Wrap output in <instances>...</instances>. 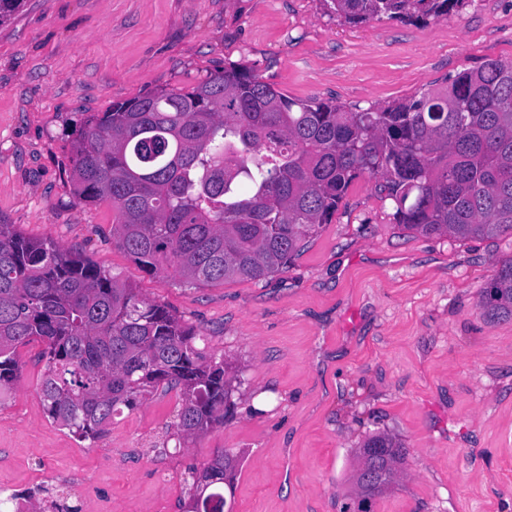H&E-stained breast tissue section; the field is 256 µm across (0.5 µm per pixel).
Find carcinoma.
I'll return each mask as SVG.
<instances>
[{"label":"carcinoma","instance_id":"obj_1","mask_svg":"<svg viewBox=\"0 0 512 512\" xmlns=\"http://www.w3.org/2000/svg\"><path fill=\"white\" fill-rule=\"evenodd\" d=\"M465 0H323L348 24L440 18ZM74 189L107 199L118 247L146 271L203 285L278 272L331 222L351 182L368 175L421 236H512V62L489 61L384 107L300 100L241 65L188 89L112 104L71 143ZM482 317L512 320V258L482 289ZM167 307L82 253L0 223V399L22 373L18 348L42 343L39 396L73 436L98 439L121 408L177 388L174 428L191 439L224 419L236 386L224 354ZM369 448L381 449L374 457ZM387 433L358 451L356 495L339 512H374L406 463ZM240 455L200 470L184 512H224L221 484ZM383 473L377 485L364 476Z\"/></svg>","mask_w":512,"mask_h":512}]
</instances>
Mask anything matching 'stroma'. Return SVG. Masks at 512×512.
Listing matches in <instances>:
<instances>
[{
	"label": "stroma",
	"mask_w": 512,
	"mask_h": 512,
	"mask_svg": "<svg viewBox=\"0 0 512 512\" xmlns=\"http://www.w3.org/2000/svg\"><path fill=\"white\" fill-rule=\"evenodd\" d=\"M488 60L512 61V0L358 25L322 0H25L0 23V221L181 316L241 385L232 415L187 447L167 433L180 396L164 387L80 441L39 398L41 344L20 347L0 404V489L44 486L78 512H182L189 468L231 449L244 457L228 512H338L357 448L381 432L408 455L375 512H512V321L478 307L511 236L414 235L362 176L287 269L191 286L121 250L111 202L80 201L69 170L90 113L230 64L287 97L365 110Z\"/></svg>",
	"instance_id": "stroma-1"
}]
</instances>
